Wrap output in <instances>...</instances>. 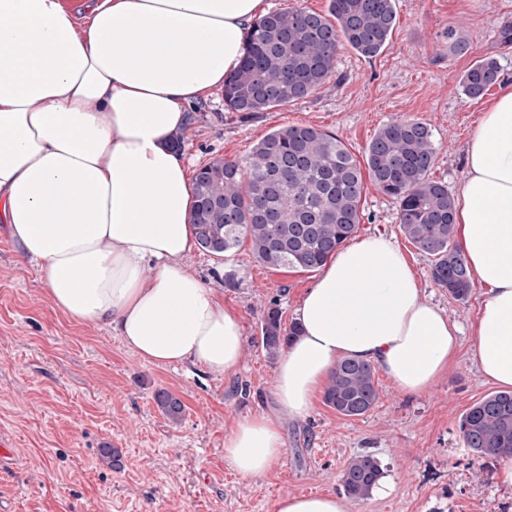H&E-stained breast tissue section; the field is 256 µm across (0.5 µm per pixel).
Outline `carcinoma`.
<instances>
[{
	"label": "carcinoma",
	"mask_w": 512,
	"mask_h": 512,
	"mask_svg": "<svg viewBox=\"0 0 512 512\" xmlns=\"http://www.w3.org/2000/svg\"><path fill=\"white\" fill-rule=\"evenodd\" d=\"M396 25L395 0H330L328 14L279 9L258 19L246 35L238 68L224 79V108L251 119L260 112L307 98L331 79L341 82L336 63L346 45L372 59L387 48ZM470 42L448 29V52L463 56ZM496 59L476 61L461 77L464 94L482 98L500 83ZM436 158L431 128L418 120L382 126L366 148L370 180L399 204L402 233L431 258L430 275L456 301L469 298L473 282L455 241V201L448 186L430 177ZM363 172L336 135L307 125L271 129L243 161L217 158L193 179L190 224L201 250L228 254L241 237L255 258L271 269L315 271L356 233L362 212ZM299 334L270 306L260 324L267 355L278 357ZM379 398L375 369L343 358L324 389L326 405L359 417ZM164 415L181 420L182 401L160 391ZM464 447L480 458L512 456V391L493 392L461 418ZM383 477L380 461L359 454L346 464L341 484L354 500H365Z\"/></svg>",
	"instance_id": "1"
}]
</instances>
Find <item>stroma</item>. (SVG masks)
I'll list each match as a JSON object with an SVG mask.
<instances>
[{"label": "stroma", "instance_id": "1", "mask_svg": "<svg viewBox=\"0 0 512 512\" xmlns=\"http://www.w3.org/2000/svg\"><path fill=\"white\" fill-rule=\"evenodd\" d=\"M397 21L380 55L365 59L342 47L343 83L328 82L309 98L251 120L224 108V89L194 101L183 127L190 172L214 159H245L270 129L307 124L335 134L357 162L373 135L395 119H416L433 131V180L456 193L465 176V148L484 100L465 97L462 73L496 57L512 85V45L498 40L512 23V0H396ZM471 49L448 51V29ZM357 238L383 235L405 254L423 295L461 328L458 358L425 393L404 394L376 372L379 398L349 418L315 395L309 413L282 424L284 451L255 478L224 460V438L245 418L270 411L277 363L260 344L267 305L284 324L317 277L268 268L249 240L216 257L194 250L190 270L238 312L244 340L236 370L208 372L187 361L160 367L126 347L105 324L57 309L36 264L25 259L0 224V437L13 458L0 469V505L8 512H275L279 498L342 494L341 474L359 453L379 459L393 489L353 502L352 512H512V488L496 478L499 463L473 456L459 436L462 415L494 392L472 358L470 332L482 301L452 299L430 276L431 259L399 227L396 201L366 185ZM233 284H226V277ZM165 390L184 405L172 423L155 401ZM117 449L120 468L100 456Z\"/></svg>", "mask_w": 512, "mask_h": 512}]
</instances>
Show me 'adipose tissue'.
I'll list each match as a JSON object with an SVG mask.
<instances>
[{
	"label": "adipose tissue",
	"instance_id": "obj_1",
	"mask_svg": "<svg viewBox=\"0 0 512 512\" xmlns=\"http://www.w3.org/2000/svg\"><path fill=\"white\" fill-rule=\"evenodd\" d=\"M266 0H0V222L37 263L53 304L107 324L158 366L238 365L244 330L185 265L197 242L183 150L188 105L239 65ZM456 223L484 299L472 356L512 389V88L466 145ZM153 266L152 277L142 273ZM302 332L280 358L271 412L224 438L241 477L284 451L283 418L305 416L345 357L379 366L407 395L427 391L459 326L422 294L402 251L374 235L341 249L302 298Z\"/></svg>",
	"mask_w": 512,
	"mask_h": 512
}]
</instances>
